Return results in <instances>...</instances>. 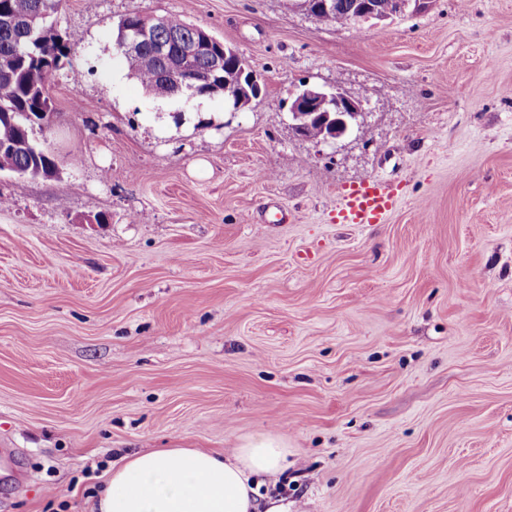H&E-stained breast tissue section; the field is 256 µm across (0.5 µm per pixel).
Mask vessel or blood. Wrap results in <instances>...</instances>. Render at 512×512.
Wrapping results in <instances>:
<instances>
[{
    "label": "vessel or blood",
    "instance_id": "obj_1",
    "mask_svg": "<svg viewBox=\"0 0 512 512\" xmlns=\"http://www.w3.org/2000/svg\"><path fill=\"white\" fill-rule=\"evenodd\" d=\"M396 203L390 184L382 177L372 176L346 186L336 200V221L340 224H380Z\"/></svg>",
    "mask_w": 512,
    "mask_h": 512
}]
</instances>
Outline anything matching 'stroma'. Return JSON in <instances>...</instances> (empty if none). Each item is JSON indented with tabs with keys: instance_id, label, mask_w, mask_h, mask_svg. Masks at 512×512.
<instances>
[{
	"instance_id": "35a3bbf8",
	"label": "stroma",
	"mask_w": 512,
	"mask_h": 512,
	"mask_svg": "<svg viewBox=\"0 0 512 512\" xmlns=\"http://www.w3.org/2000/svg\"><path fill=\"white\" fill-rule=\"evenodd\" d=\"M173 14L262 97L179 104L116 47ZM57 173H0V512H94L123 457L288 446L286 512H512V0L327 28L294 0H65ZM362 105L331 144L288 98ZM380 176L383 224L334 222ZM285 212L286 223H275ZM294 132L316 143H330L348 134L357 123L360 104L339 86L302 85L288 100Z\"/></svg>"
}]
</instances>
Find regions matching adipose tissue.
<instances>
[{"label":"adipose tissue","instance_id":"1","mask_svg":"<svg viewBox=\"0 0 512 512\" xmlns=\"http://www.w3.org/2000/svg\"><path fill=\"white\" fill-rule=\"evenodd\" d=\"M287 455L270 435L230 458L196 448L137 453L106 475L99 512H256L257 478L280 471Z\"/></svg>","mask_w":512,"mask_h":512}]
</instances>
